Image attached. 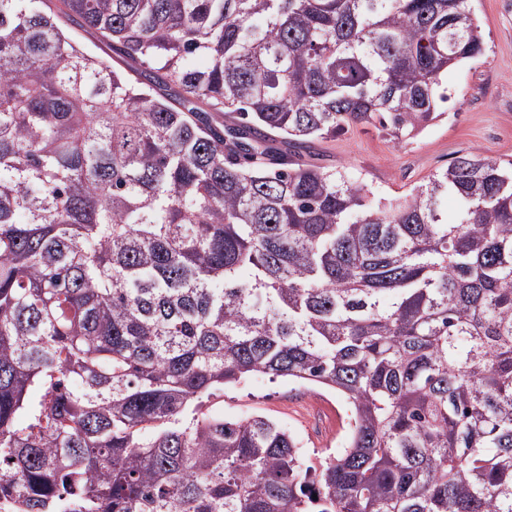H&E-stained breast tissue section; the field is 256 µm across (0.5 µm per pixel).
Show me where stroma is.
Listing matches in <instances>:
<instances>
[{"label":"stroma","mask_w":512,"mask_h":512,"mask_svg":"<svg viewBox=\"0 0 512 512\" xmlns=\"http://www.w3.org/2000/svg\"><path fill=\"white\" fill-rule=\"evenodd\" d=\"M474 7L484 53L443 75L450 100L440 120L400 144L374 127L353 126L314 142L310 161L398 200L468 150L512 160V0H475ZM207 407L227 419L261 415L279 423L312 462L340 450L349 431V412L335 391L285 378L246 379L225 387Z\"/></svg>","instance_id":"stroma-1"}]
</instances>
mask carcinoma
Returning a JSON list of instances; mask_svg holds the SVG:
<instances>
[{
  "instance_id": "cac0c4a2",
  "label": "carcinoma",
  "mask_w": 512,
  "mask_h": 512,
  "mask_svg": "<svg viewBox=\"0 0 512 512\" xmlns=\"http://www.w3.org/2000/svg\"><path fill=\"white\" fill-rule=\"evenodd\" d=\"M482 53L473 0H0L10 512H512V160L396 202L276 162L415 136ZM253 376L336 391L346 446L203 410Z\"/></svg>"
}]
</instances>
